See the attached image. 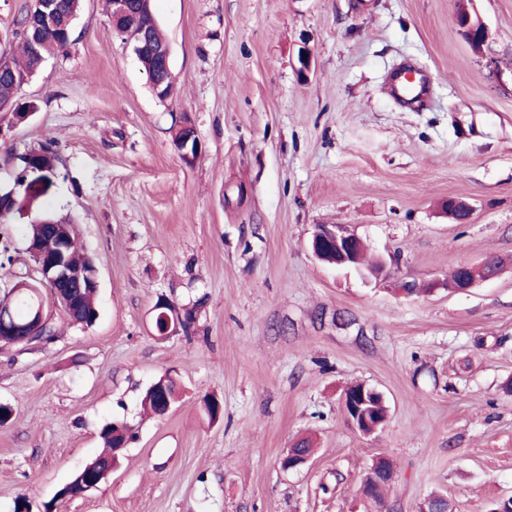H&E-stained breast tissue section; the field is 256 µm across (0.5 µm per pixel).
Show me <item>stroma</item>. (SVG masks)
<instances>
[{"mask_svg":"<svg viewBox=\"0 0 512 512\" xmlns=\"http://www.w3.org/2000/svg\"><path fill=\"white\" fill-rule=\"evenodd\" d=\"M487 39L475 50L458 8ZM176 89L162 100L104 0H83L76 42L24 85L38 109L0 112V187L9 157L54 141L53 185L0 223L12 264H35L25 229L72 218L98 267L99 316L0 349V512H31L103 446L133 438L98 488L58 512H486L512 496V0H152ZM309 76L298 72L301 52ZM430 79L423 107L394 102L391 70ZM189 118L185 163L172 128ZM470 204L448 219V198ZM354 229L387 264L374 277L323 263L317 225ZM502 259L464 293L456 265ZM418 291L401 292L403 282ZM167 297L195 311L189 334L156 337ZM176 378L178 403L144 413L142 393ZM383 392L389 419L366 436L343 390ZM221 413L209 418L205 398ZM311 460L285 470L299 437ZM383 504L361 484L378 459ZM55 500V499H54Z\"/></svg>","mask_w":512,"mask_h":512,"instance_id":"stroma-1","label":"stroma"}]
</instances>
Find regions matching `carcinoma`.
I'll list each match as a JSON object with an SVG mask.
<instances>
[{
	"label": "carcinoma",
	"instance_id": "1",
	"mask_svg": "<svg viewBox=\"0 0 512 512\" xmlns=\"http://www.w3.org/2000/svg\"><path fill=\"white\" fill-rule=\"evenodd\" d=\"M131 23L139 29H147L151 32L154 42L158 45L166 44V40L154 20L151 11L150 0H130ZM18 38V55L4 61L8 70L0 73V104H10L15 112H27L35 110L37 105L33 102L21 103L18 94L22 86L29 82L42 68L49 58L65 52L75 41V30L72 27H61V23L50 24L41 22L37 17V9L29 6L19 22V28L15 32ZM57 155L51 150L50 145L45 144L39 148H33L23 154L12 157L15 163L16 173L13 186L5 191H0V199L20 198L25 194L27 185L23 176L26 164L38 166L45 170L49 176L55 175V162ZM27 239L35 241L40 248L47 253L56 250L61 239H66L69 246L68 263L76 268L87 269L91 267L93 258L82 251L78 245L73 225L63 219L53 217L48 220H40L30 224L26 230ZM41 294L28 288L20 291L12 287L3 289L0 296V319H13L19 324L31 321L37 310L41 307ZM71 317L87 326L97 319L96 292L89 288L84 292L75 294L70 303ZM166 312L170 315L172 323L177 325V331L189 333L196 318L193 310H187L168 302V306L154 311L153 322H158V316ZM52 336V328L49 323H44L35 330L31 336H14L10 338L15 346H28L49 340ZM179 384L175 378L168 375L159 378L154 385L148 387L142 397V405L153 414L161 417L166 408L176 404L179 398ZM129 428L124 423L110 422L101 428V438L104 441L103 451L90 462L78 470L68 484L61 489V494L55 496L44 505L45 512H54L57 501L67 495L71 498L82 493L79 478L86 473H104L112 469L116 457L112 450L119 447L126 440Z\"/></svg>",
	"mask_w": 512,
	"mask_h": 512
}]
</instances>
